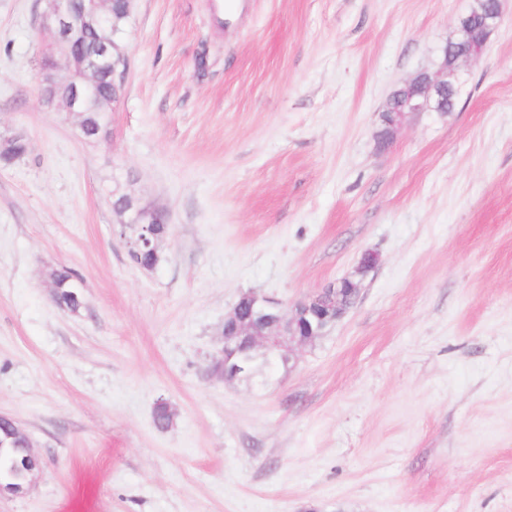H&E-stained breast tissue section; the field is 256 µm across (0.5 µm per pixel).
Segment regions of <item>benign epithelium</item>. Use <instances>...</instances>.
<instances>
[{
    "label": "benign epithelium",
    "mask_w": 512,
    "mask_h": 512,
    "mask_svg": "<svg viewBox=\"0 0 512 512\" xmlns=\"http://www.w3.org/2000/svg\"><path fill=\"white\" fill-rule=\"evenodd\" d=\"M44 2L41 26L53 34V43L43 63L44 100L56 110L76 116L81 138L87 141L92 89L102 65L112 62L110 71L114 76L120 67V61L113 59L117 26L111 23L112 0H82L79 6L75 0ZM501 18L499 0H493L491 8L480 18L477 31L469 34L459 50V60L448 64V47L444 46L434 67L419 71L390 93L379 113L378 133L385 136V142L379 146L387 147L395 132L412 115L447 114L448 98L458 96L462 85V63L481 55ZM88 30L100 32L99 39L91 52L78 57L74 54L77 37ZM58 55L65 60L66 68V75L59 79L54 75ZM120 215L123 216L120 224L129 231L130 251L148 248L158 253L159 243L169 234L164 216L132 197ZM339 288L357 292L361 283L344 278L289 308L273 298L250 294L244 303L234 306L224 316V332L218 339L219 348L211 363H224V381L234 382L250 378L253 365L295 362L296 346L326 335L348 311L338 299ZM25 447L20 468L33 476L39 470V457L32 451L30 440H25Z\"/></svg>",
    "instance_id": "benign-epithelium-1"
}]
</instances>
